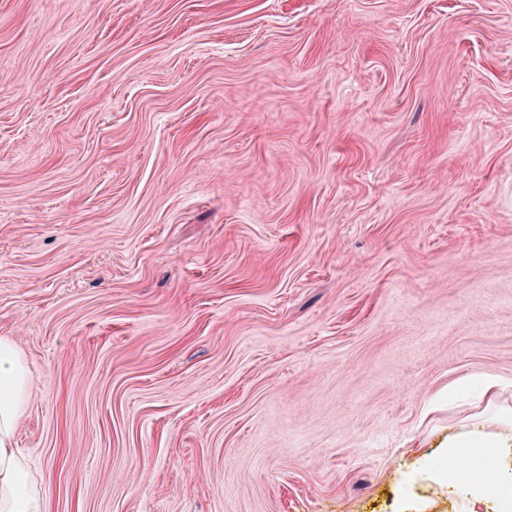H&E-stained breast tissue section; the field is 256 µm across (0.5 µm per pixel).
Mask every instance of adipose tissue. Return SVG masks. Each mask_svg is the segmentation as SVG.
I'll use <instances>...</instances> for the list:
<instances>
[{
  "label": "adipose tissue",
  "instance_id": "ef3b65f1",
  "mask_svg": "<svg viewBox=\"0 0 512 512\" xmlns=\"http://www.w3.org/2000/svg\"><path fill=\"white\" fill-rule=\"evenodd\" d=\"M30 375L27 363L14 341L0 337V512H48L40 479L32 472L27 457L16 448V429L29 400ZM512 428V408L488 401L468 431L448 441V458L472 452L485 473L495 474V489L512 507V479L499 476L503 456L512 455V435L489 431V422Z\"/></svg>",
  "mask_w": 512,
  "mask_h": 512
}]
</instances>
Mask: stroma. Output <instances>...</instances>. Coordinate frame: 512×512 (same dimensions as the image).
Instances as JSON below:
<instances>
[{"mask_svg":"<svg viewBox=\"0 0 512 512\" xmlns=\"http://www.w3.org/2000/svg\"><path fill=\"white\" fill-rule=\"evenodd\" d=\"M0 336L49 512H497L512 0H0ZM470 429L462 434L448 439V459L454 461L463 455L456 448H468L474 459L484 465V472L497 476L495 489L505 498L510 510H512V475L510 478L501 477L499 472L500 459L511 454L512 456V408L500 405L494 400H489L485 408L475 414ZM494 421L510 430L509 436H502L488 430V422Z\"/></svg>","mask_w":512,"mask_h":512,"instance_id":"obj_1","label":"stroma"}]
</instances>
